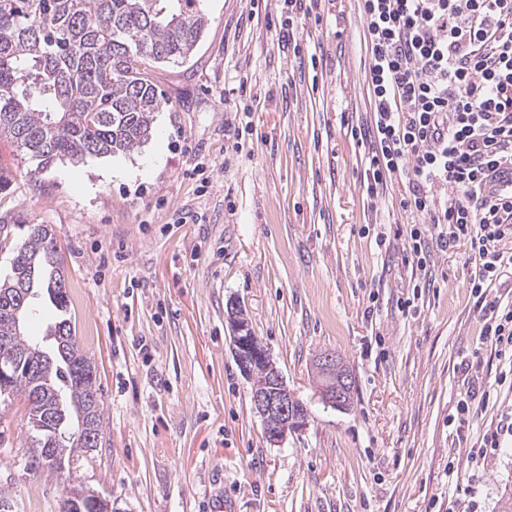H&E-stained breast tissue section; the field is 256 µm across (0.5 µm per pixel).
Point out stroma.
<instances>
[{"label": "stroma", "mask_w": 512, "mask_h": 512, "mask_svg": "<svg viewBox=\"0 0 512 512\" xmlns=\"http://www.w3.org/2000/svg\"><path fill=\"white\" fill-rule=\"evenodd\" d=\"M209 19L191 59L149 70L161 108L127 154L37 169L0 141V217L12 242L51 228L68 314L96 366L102 439L70 482L33 465L28 402L0 398V492L17 512H60L70 486L119 512H498L512 446L456 489L467 442L512 411V393L457 427L462 366L500 368L480 338L464 248L432 249L435 288L390 201L365 210L350 127L368 103L355 0L297 19L300 55L278 46L283 0H196ZM253 132L233 144L230 100ZM236 304L309 410L267 439L225 320ZM341 358L348 408L322 403L313 362Z\"/></svg>", "instance_id": "1"}]
</instances>
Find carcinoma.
Instances as JSON below:
<instances>
[{
  "label": "carcinoma",
  "mask_w": 512,
  "mask_h": 512,
  "mask_svg": "<svg viewBox=\"0 0 512 512\" xmlns=\"http://www.w3.org/2000/svg\"><path fill=\"white\" fill-rule=\"evenodd\" d=\"M194 0H0V139L10 141L44 169L57 162L127 154L152 133L161 105L154 85L140 66L182 64L208 27V18L192 8ZM12 275L0 281V304L19 284L47 295L65 312L70 305L60 257L47 226L35 224L13 247ZM65 327L68 357L45 358L38 374L19 373L0 395L20 392L29 402L27 425L38 463L60 478L70 460L88 447L77 412L99 403L97 375L75 336ZM0 336L25 353L40 347L8 321ZM49 448L53 460L44 461ZM63 503L88 512V490L73 487Z\"/></svg>",
  "instance_id": "cac0c4a2"
}]
</instances>
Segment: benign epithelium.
<instances>
[{
  "mask_svg": "<svg viewBox=\"0 0 512 512\" xmlns=\"http://www.w3.org/2000/svg\"><path fill=\"white\" fill-rule=\"evenodd\" d=\"M232 333V352L241 374L253 380L260 376L265 382L253 387L251 398L261 417L269 442L281 444L290 433L303 430L309 420L307 405L286 385L269 350L258 346L247 318L238 306H230L226 316ZM16 356L11 343L0 338V378L8 377L15 367ZM317 392L328 406L344 409L349 404L350 375L344 363L331 352L319 354L314 362Z\"/></svg>",
  "mask_w": 512,
  "mask_h": 512,
  "instance_id": "7a95c632",
  "label": "benign epithelium"
}]
</instances>
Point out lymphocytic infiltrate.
Listing matches in <instances>:
<instances>
[{
    "mask_svg": "<svg viewBox=\"0 0 512 512\" xmlns=\"http://www.w3.org/2000/svg\"><path fill=\"white\" fill-rule=\"evenodd\" d=\"M370 119L351 127L368 209L396 184L392 209L413 222L408 248L465 246L481 338L512 367V304L494 296L512 271V0H358ZM512 437L500 414L470 447L478 462Z\"/></svg>",
    "mask_w": 512,
    "mask_h": 512,
    "instance_id": "1",
    "label": "lymphocytic infiltrate"
}]
</instances>
